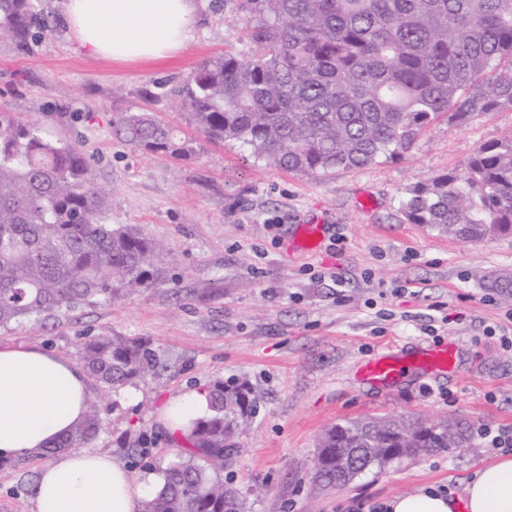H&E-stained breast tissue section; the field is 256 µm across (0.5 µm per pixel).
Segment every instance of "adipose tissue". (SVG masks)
<instances>
[{
    "instance_id": "1",
    "label": "adipose tissue",
    "mask_w": 512,
    "mask_h": 512,
    "mask_svg": "<svg viewBox=\"0 0 512 512\" xmlns=\"http://www.w3.org/2000/svg\"><path fill=\"white\" fill-rule=\"evenodd\" d=\"M66 20L90 55L158 61L189 40L194 0H66ZM86 372L36 346H0V459L47 448L65 436L90 401ZM159 485L137 478L111 456L65 451L40 472L35 512H141ZM388 512H512V457L481 468L459 494L416 490Z\"/></svg>"
}]
</instances>
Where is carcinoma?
Returning <instances> with one entry per match:
<instances>
[{"label": "carcinoma", "mask_w": 512, "mask_h": 512, "mask_svg": "<svg viewBox=\"0 0 512 512\" xmlns=\"http://www.w3.org/2000/svg\"><path fill=\"white\" fill-rule=\"evenodd\" d=\"M256 19L247 54L204 61L184 85L181 107L212 142L238 143L279 169L328 174L401 159L443 118L462 125L481 112L512 110V0H236ZM49 28L37 0H0V42L24 51ZM113 133L149 153L188 159L192 140L148 111L123 112ZM399 212L454 237L480 242L512 233V135L478 147L462 173L409 186ZM159 242L114 224L110 194L89 159L17 112L0 110V327L62 308L152 287L163 273ZM485 284L512 302V274ZM79 365L114 392L157 374L145 342L94 336ZM208 412L186 434L189 448L163 471L142 512H246L224 482V457L251 422L246 387L206 388ZM100 409L51 456L78 448L102 428ZM471 442L467 428L395 417L337 423L318 440L312 478L345 484L325 458L382 468L431 448Z\"/></svg>", "instance_id": "carcinoma-1"}]
</instances>
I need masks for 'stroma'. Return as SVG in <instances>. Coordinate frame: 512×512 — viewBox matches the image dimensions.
Wrapping results in <instances>:
<instances>
[{
    "label": "stroma",
    "instance_id": "obj_1",
    "mask_svg": "<svg viewBox=\"0 0 512 512\" xmlns=\"http://www.w3.org/2000/svg\"><path fill=\"white\" fill-rule=\"evenodd\" d=\"M38 5L51 32L23 53L0 44V109L76 143L111 191L113 223L136 225L169 254L152 288L0 328L1 346L73 362L86 336L137 338L155 350L157 376L116 393L91 385L105 424L89 450L138 477L161 473L178 446L164 406L221 380L247 385L257 400L224 461L248 512H347L353 500L383 504L422 487L458 492L501 456L476 438L369 468L341 488L312 479L320 436L347 420L401 415L512 430V347L501 342L512 338V305L482 279L512 272V235L467 242L398 212L406 187L464 171L479 146L512 135V111L433 122L400 160L326 175L270 167L200 134L195 156L174 160L115 138L112 122L150 110L189 129L180 88L206 59L251 49V21L235 0H197L190 39L160 62L89 56L63 0ZM310 222L324 225L325 239L304 253L293 240ZM451 339L460 345L454 369L427 371L420 347ZM387 354L403 358L399 378L378 386L360 377V364ZM43 464L31 454L0 467V512H34L27 487Z\"/></svg>",
    "mask_w": 512,
    "mask_h": 512
}]
</instances>
